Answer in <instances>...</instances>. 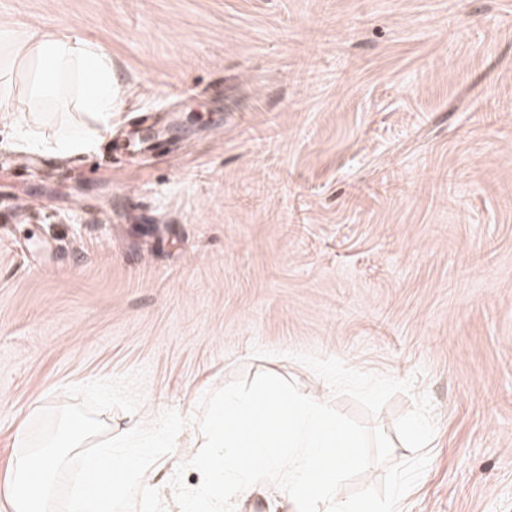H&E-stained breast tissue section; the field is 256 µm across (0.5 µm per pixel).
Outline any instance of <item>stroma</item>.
I'll return each mask as SVG.
<instances>
[{
  "instance_id": "obj_1",
  "label": "stroma",
  "mask_w": 512,
  "mask_h": 512,
  "mask_svg": "<svg viewBox=\"0 0 512 512\" xmlns=\"http://www.w3.org/2000/svg\"><path fill=\"white\" fill-rule=\"evenodd\" d=\"M31 22L119 94L88 154L72 106L0 127V474L67 386L144 371L114 436L270 372L389 435L429 395L401 512H512V0H0Z\"/></svg>"
}]
</instances>
